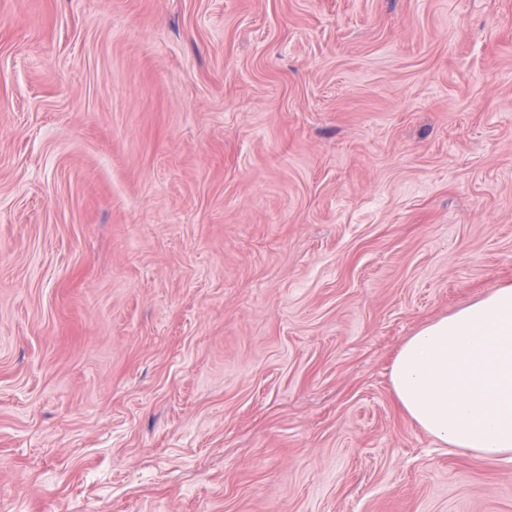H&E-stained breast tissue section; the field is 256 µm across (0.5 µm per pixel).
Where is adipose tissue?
<instances>
[{
    "label": "adipose tissue",
    "instance_id": "ef3b65f1",
    "mask_svg": "<svg viewBox=\"0 0 512 512\" xmlns=\"http://www.w3.org/2000/svg\"><path fill=\"white\" fill-rule=\"evenodd\" d=\"M390 384L441 445L512 461V282L410 336Z\"/></svg>",
    "mask_w": 512,
    "mask_h": 512
}]
</instances>
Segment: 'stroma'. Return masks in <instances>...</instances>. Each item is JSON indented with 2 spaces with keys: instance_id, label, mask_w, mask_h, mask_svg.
<instances>
[{
  "instance_id": "obj_1",
  "label": "stroma",
  "mask_w": 512,
  "mask_h": 512,
  "mask_svg": "<svg viewBox=\"0 0 512 512\" xmlns=\"http://www.w3.org/2000/svg\"><path fill=\"white\" fill-rule=\"evenodd\" d=\"M512 281V0H0V512H512L398 405Z\"/></svg>"
}]
</instances>
